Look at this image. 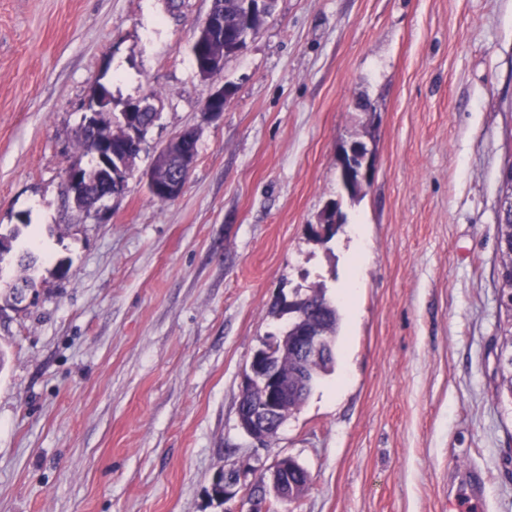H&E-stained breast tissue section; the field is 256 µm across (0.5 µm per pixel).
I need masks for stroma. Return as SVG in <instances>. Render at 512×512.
Returning <instances> with one entry per match:
<instances>
[{
  "mask_svg": "<svg viewBox=\"0 0 512 512\" xmlns=\"http://www.w3.org/2000/svg\"><path fill=\"white\" fill-rule=\"evenodd\" d=\"M212 0H0V232L41 252L39 297L0 309V512H248L212 488L290 456L274 512H448L471 475L512 512V403L498 400L499 177L512 161V0H276L224 69L190 44ZM160 114L125 193L65 202L95 81ZM232 84L222 116L211 89ZM377 109L373 180L336 157ZM200 129L182 194L145 173ZM347 222L310 238L333 200ZM362 225L367 255L350 262ZM340 305L336 362L269 446L237 425L243 373L296 289Z\"/></svg>",
  "mask_w": 512,
  "mask_h": 512,
  "instance_id": "obj_1",
  "label": "stroma"
}]
</instances>
